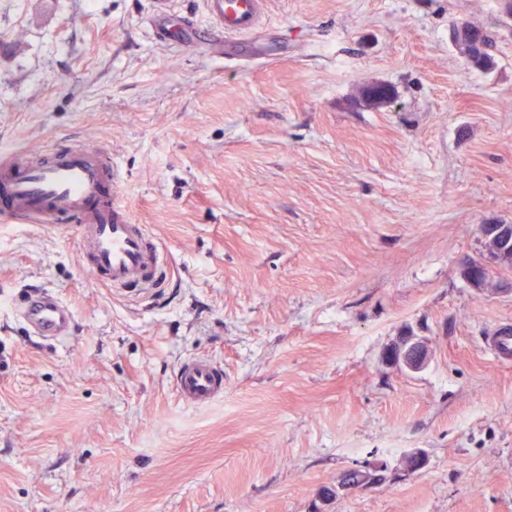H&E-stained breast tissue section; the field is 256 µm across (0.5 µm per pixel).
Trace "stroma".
<instances>
[{
    "instance_id": "1",
    "label": "stroma",
    "mask_w": 512,
    "mask_h": 512,
    "mask_svg": "<svg viewBox=\"0 0 512 512\" xmlns=\"http://www.w3.org/2000/svg\"><path fill=\"white\" fill-rule=\"evenodd\" d=\"M506 0H269L258 48L157 44L149 0H0V150L107 148L168 255L150 295L83 272L65 228L0 223V512H512ZM493 40L462 74L448 23ZM385 84L390 99L364 102ZM484 262L486 285L460 275ZM73 336L39 342L19 291ZM422 369L392 366L399 337ZM224 395L183 405L182 362ZM427 457L415 473L404 465ZM484 239L483 247L490 256H497L501 249L503 254L512 253V225L511 224H485L481 227ZM497 238H492V237ZM487 237V238H486ZM15 312L29 335L44 341H62L75 328L72 308L48 289L29 291L17 303ZM387 359L395 367L418 371L427 361V349L423 341L413 336H402L388 350ZM175 390L181 403L207 406L224 394V373L209 358L193 357L177 369Z\"/></svg>"
}]
</instances>
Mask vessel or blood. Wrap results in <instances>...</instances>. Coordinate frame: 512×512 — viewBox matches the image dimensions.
Returning a JSON list of instances; mask_svg holds the SVG:
<instances>
[{
    "mask_svg": "<svg viewBox=\"0 0 512 512\" xmlns=\"http://www.w3.org/2000/svg\"><path fill=\"white\" fill-rule=\"evenodd\" d=\"M268 0H204L207 25L176 22L171 0H154L150 16L161 44H193L202 31L225 43L253 40L264 29ZM119 170L98 146L69 143L38 154L0 155V220L17 223H72L83 268L114 288L140 292L166 278L168 260L146 225L134 223L116 198ZM15 312L29 335L61 341L75 328L72 308L55 292L32 290ZM179 401L203 407L224 393V375L206 357L184 361L175 374Z\"/></svg>",
    "mask_w": 512,
    "mask_h": 512,
    "instance_id": "obj_1",
    "label": "vessel or blood"
}]
</instances>
